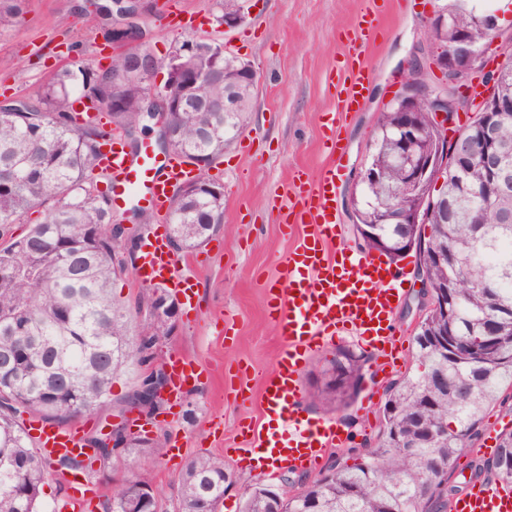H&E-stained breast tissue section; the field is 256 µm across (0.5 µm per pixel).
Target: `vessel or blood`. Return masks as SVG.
<instances>
[{
    "label": "vessel or blood",
    "mask_w": 512,
    "mask_h": 512,
    "mask_svg": "<svg viewBox=\"0 0 512 512\" xmlns=\"http://www.w3.org/2000/svg\"><path fill=\"white\" fill-rule=\"evenodd\" d=\"M376 6V0H365L360 21L344 45L341 91L325 124L330 144L326 161L316 176L289 185L288 202L277 213L278 221L305 227L306 232L288 255L286 287L271 293L269 300L285 349L262 384L263 422L252 428L251 442L253 453L265 455L271 470L316 466L341 439L335 421L300 415L304 355L329 338L356 336L375 352L378 369L394 365L398 338L393 313L408 267L394 269L367 255L335 251L340 231L337 182L343 177L340 134L349 113L362 107L374 79L367 52L373 45ZM98 166L114 181V203L134 202L160 216L168 209L174 187L191 176L179 159L159 155L147 144L138 156H129L116 138L105 146ZM178 264L167 239L157 234L143 242L136 275L142 283L171 288L189 302L194 283L179 272ZM201 375L195 361L171 360L170 399L181 398ZM38 431V452L53 459L78 455L84 446L77 429L43 423ZM451 512H512V492L479 483L454 501Z\"/></svg>",
    "instance_id": "b4317fda"
}]
</instances>
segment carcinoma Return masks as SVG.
<instances>
[{
  "mask_svg": "<svg viewBox=\"0 0 512 512\" xmlns=\"http://www.w3.org/2000/svg\"><path fill=\"white\" fill-rule=\"evenodd\" d=\"M22 3L0 0V28L18 22ZM481 14L464 0L443 4L425 39L445 52L455 31L464 29L479 46L489 36ZM177 44L184 52L167 54L163 82L166 99L178 105L174 147L188 161L205 163L197 186L177 192L170 206L179 223L167 225L168 238L188 251L203 244L200 226L212 230L224 223V196L208 189L206 166L224 157L244 127L256 82L235 58L224 56L222 41L208 40L211 51L203 54L195 34L182 35ZM508 54V74L492 96L512 100V50ZM148 90L121 56L106 69L78 58L58 68L26 103L0 108V351L12 347L14 336L39 337L0 363V512H39L48 461L32 448L22 415L62 425L81 406L89 413L100 402L110 406L113 378L133 367L139 368L135 386L118 404L137 407L140 389L154 377L147 372L148 350L174 328L172 320L152 311L165 290L145 288L134 313L112 294V281L127 270L124 256L112 248V193L97 188L107 178L97 158L112 131L85 105L92 100L113 116L107 124L130 133L136 149L137 134L150 131L141 112ZM226 93L232 109L224 116L210 112L207 104ZM401 107L397 99L377 115L367 166L378 168L381 178L361 184L352 215L356 228L382 237L393 262L410 228L397 220L411 159L398 133ZM412 117L414 152L436 154L439 139L424 99L413 102ZM490 132L507 151L502 165L470 163L440 190L450 200L466 201L462 208L447 216L430 210L426 186L413 194L426 212L428 243L445 254L443 263L434 262L416 235L414 251L428 279L448 284V316L434 317L430 330L451 333L458 350L441 353L434 337H413L410 367L385 391L376 446L351 449V464L326 465L321 480L282 501L283 512H435V497L448 508L457 486L447 476L458 458L474 451L486 413L512 397V254L500 255L502 245L512 244V224L499 223L501 214L512 213V191L496 190L499 172L512 168V113ZM35 212L38 222L24 237L13 238L11 226ZM366 362L350 351L323 358L322 375L331 380L323 382L316 400L327 406L349 400ZM431 430L441 431L434 443L426 439ZM86 444L92 451L87 464L69 458L59 464L90 475L93 463L104 465L112 457L94 448L93 440ZM132 451L159 457L165 438L133 434L126 448ZM488 467L503 488L512 489V432L499 437ZM227 478L223 459L207 452L193 456L177 478L180 512H216ZM151 486L147 470L115 484L108 497L111 512H159L155 496L144 499L143 488ZM240 512H273L264 487L246 494Z\"/></svg>",
  "mask_w": 512,
  "mask_h": 512,
  "instance_id": "obj_1",
  "label": "carcinoma"
}]
</instances>
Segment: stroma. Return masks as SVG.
<instances>
[{
  "instance_id": "35a3bbf8",
  "label": "stroma",
  "mask_w": 512,
  "mask_h": 512,
  "mask_svg": "<svg viewBox=\"0 0 512 512\" xmlns=\"http://www.w3.org/2000/svg\"><path fill=\"white\" fill-rule=\"evenodd\" d=\"M246 21L233 29L211 25L213 0H158L159 18L151 19V51L164 58L180 28L170 25L174 5L197 13L199 34L233 40L241 57L259 75L254 109L246 128L225 151L212 174L224 185V224L200 248L182 254L184 270L195 283L192 307H180L172 333L161 341V358L185 356L200 362L204 373L197 386L178 403L162 401L149 429L165 436L174 454L160 458L137 453L112 457L85 483L94 498V512H107L106 496L113 483L147 469L163 512H176V479L188 460L200 452L223 458L232 478L217 512H239L251 484L290 485L313 478L318 468L265 472L241 460L249 437L241 430L260 423V384L282 352L278 326L270 315L266 292L278 287L297 230L279 224L276 215L283 193L296 170L316 174L326 151L322 114L332 108L335 88L325 76L342 52L345 34L364 7L363 0H253ZM438 0H390L376 27V45L367 56L375 78L360 111L351 113L341 132L344 176L337 192L342 235L339 248L363 253L347 206L367 147L375 135V119L401 88L406 66L424 45V32ZM76 44L79 56L102 57L101 20L86 0H25L20 22L0 31V95H32L57 70L61 42ZM417 284L403 286V304L394 323L403 341L395 368L379 372L366 365L364 378L348 407L326 411L311 395L323 384L320 360L339 350L363 353L351 336H338L311 352L300 380L305 396L303 415L331 419L342 428V440L328 449L323 462L345 459L348 449L372 441L385 388L402 376L412 357L415 327L404 303L416 296ZM512 430V399L485 419L475 451L457 461L456 482L462 488L493 482L486 464L496 437Z\"/></svg>"
}]
</instances>
